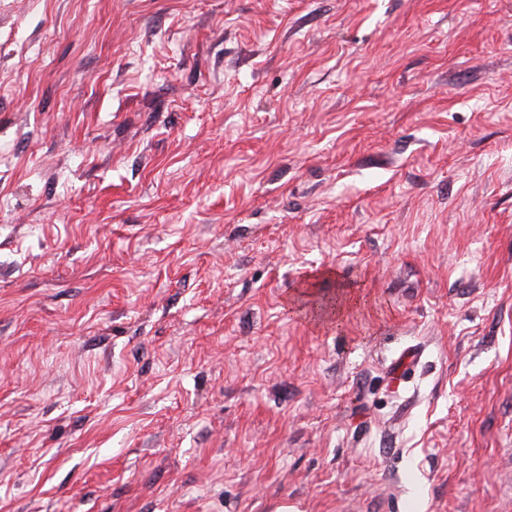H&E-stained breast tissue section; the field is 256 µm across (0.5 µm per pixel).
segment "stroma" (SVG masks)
<instances>
[{
  "label": "stroma",
  "mask_w": 512,
  "mask_h": 512,
  "mask_svg": "<svg viewBox=\"0 0 512 512\" xmlns=\"http://www.w3.org/2000/svg\"><path fill=\"white\" fill-rule=\"evenodd\" d=\"M0 512H512V0H0Z\"/></svg>",
  "instance_id": "35a3bbf8"
}]
</instances>
